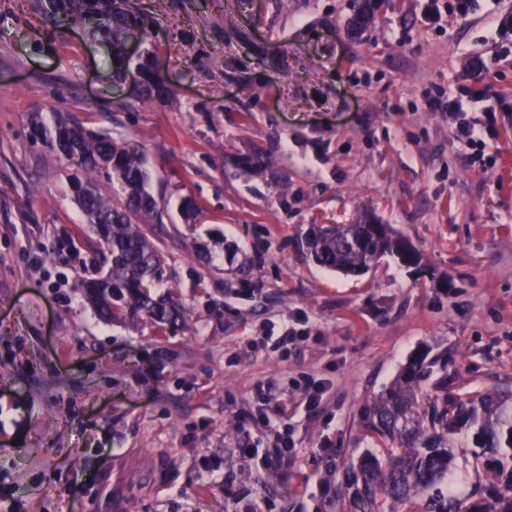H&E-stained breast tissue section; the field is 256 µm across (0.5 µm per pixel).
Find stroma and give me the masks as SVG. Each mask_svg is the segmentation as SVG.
<instances>
[{
    "label": "stroma",
    "mask_w": 512,
    "mask_h": 512,
    "mask_svg": "<svg viewBox=\"0 0 512 512\" xmlns=\"http://www.w3.org/2000/svg\"><path fill=\"white\" fill-rule=\"evenodd\" d=\"M128 7L168 99L113 84L109 48L37 0H0V512H336L337 470L371 445L361 409L410 359L512 390V0H378L356 37L355 0ZM58 103L146 152L187 326L108 322L76 290L96 238L30 135ZM367 215L419 267L308 257L311 225Z\"/></svg>",
    "instance_id": "obj_1"
}]
</instances>
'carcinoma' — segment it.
I'll return each instance as SVG.
<instances>
[{
    "label": "carcinoma",
    "mask_w": 512,
    "mask_h": 512,
    "mask_svg": "<svg viewBox=\"0 0 512 512\" xmlns=\"http://www.w3.org/2000/svg\"><path fill=\"white\" fill-rule=\"evenodd\" d=\"M56 26L85 29L112 48L113 77L130 64L125 45L143 19L120 0H40ZM376 0H358L349 21L358 33L371 21ZM142 100L172 96L157 54L137 59ZM34 141L63 160L74 200L96 236L98 262L77 274V288L109 321L141 317L159 332L185 323V308L164 282V259L150 234L162 223L164 198L150 189L142 149L91 130L71 113L52 107V124L31 115ZM309 247L320 266L362 272L386 254L408 266L419 257L384 225L315 224ZM442 356L411 362L401 381L384 389L362 411L373 446L350 456L336 475V512H512V393L460 392L448 384Z\"/></svg>",
    "instance_id": "carcinoma-1"
}]
</instances>
